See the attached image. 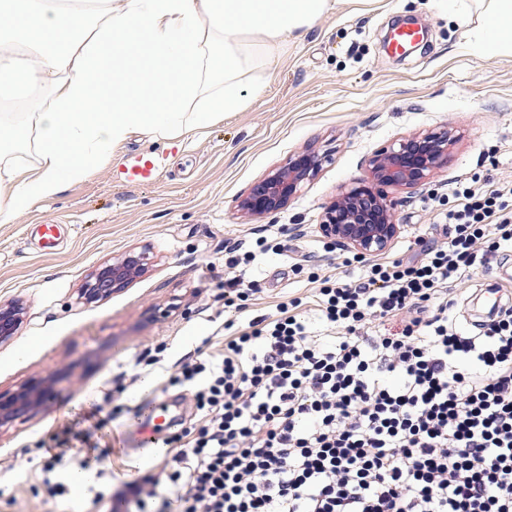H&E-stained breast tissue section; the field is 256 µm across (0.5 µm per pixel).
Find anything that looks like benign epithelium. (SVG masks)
Instances as JSON below:
<instances>
[{
	"label": "benign epithelium",
	"instance_id": "1",
	"mask_svg": "<svg viewBox=\"0 0 512 512\" xmlns=\"http://www.w3.org/2000/svg\"><path fill=\"white\" fill-rule=\"evenodd\" d=\"M455 142L452 131L442 127L402 136L374 151L364 178L340 191L324 207L318 231L360 255L386 252L398 236L396 202L386 189H409L428 182L448 164V148ZM325 156L308 145L290 155L236 199L239 214L251 219L267 217L288 203L313 181ZM150 247H134L98 265L85 280L78 298L98 303L130 287L152 266ZM26 308L18 300L0 303V345L10 343L23 324ZM50 376H36L18 387L0 391V435L18 421L39 414L54 397Z\"/></svg>",
	"mask_w": 512,
	"mask_h": 512
}]
</instances>
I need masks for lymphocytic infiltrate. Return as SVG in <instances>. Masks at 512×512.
<instances>
[{
    "label": "lymphocytic infiltrate",
    "mask_w": 512,
    "mask_h": 512,
    "mask_svg": "<svg viewBox=\"0 0 512 512\" xmlns=\"http://www.w3.org/2000/svg\"><path fill=\"white\" fill-rule=\"evenodd\" d=\"M443 241L360 258L346 282L312 272L330 339L298 299L249 320L222 357L184 364L200 424L164 478L125 483L158 512H512V308L478 333L448 317L451 287L512 250V184L448 191Z\"/></svg>",
    "instance_id": "1"
}]
</instances>
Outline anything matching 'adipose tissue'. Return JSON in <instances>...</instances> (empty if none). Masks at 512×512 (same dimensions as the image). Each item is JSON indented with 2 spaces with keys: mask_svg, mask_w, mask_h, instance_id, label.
<instances>
[{
  "mask_svg": "<svg viewBox=\"0 0 512 512\" xmlns=\"http://www.w3.org/2000/svg\"><path fill=\"white\" fill-rule=\"evenodd\" d=\"M335 0H0V84L44 94L32 124L0 118V222L108 162L129 134L192 141L260 93L271 63ZM477 14L478 50L512 54V0H448ZM36 141L18 165L1 146Z\"/></svg>",
  "mask_w": 512,
  "mask_h": 512,
  "instance_id": "obj_1",
  "label": "adipose tissue"
}]
</instances>
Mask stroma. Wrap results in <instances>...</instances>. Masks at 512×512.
I'll return each mask as SVG.
<instances>
[{
	"label": "stroma",
	"instance_id": "35a3bbf8",
	"mask_svg": "<svg viewBox=\"0 0 512 512\" xmlns=\"http://www.w3.org/2000/svg\"><path fill=\"white\" fill-rule=\"evenodd\" d=\"M401 16L429 28L428 43L404 59L386 54L383 39ZM476 18L452 19L445 0H336L305 36L254 74L261 94L201 130L186 150L135 133L103 164L12 223H0V302L27 307L10 344L0 347V390L56 374V396L35 418L0 436V512H139L123 497L125 482L164 472L167 453L138 445L139 411L151 397L179 402V427L197 424L193 390L170 386L180 362L224 347V259L260 236L296 246L322 275L357 280L360 266H340L317 232L323 208L363 177L379 147L402 135L452 128L448 165L427 184L398 192L402 229L390 251L420 254L440 238L438 219L449 184L489 172L512 182V56L475 52ZM326 155L317 178L279 213L241 222L236 198L274 165L306 145ZM158 166L154 181L125 179L133 154ZM57 224L61 243L46 247L37 227ZM149 246L154 262L132 286L85 306L77 291L100 263L134 246ZM288 255L267 253L245 268L264 291L249 316L275 312L288 298L313 331L327 335L306 274ZM495 288L512 306V252L478 267L451 293L450 315L468 331L481 323L472 301ZM249 316L238 317L246 326ZM162 356L151 370L152 391L140 388L135 358ZM110 415L111 442L88 448L70 436L61 460L48 450L54 435L92 405ZM88 461L95 477L74 496L68 473Z\"/></svg>",
	"mask_w": 512,
	"mask_h": 512
}]
</instances>
